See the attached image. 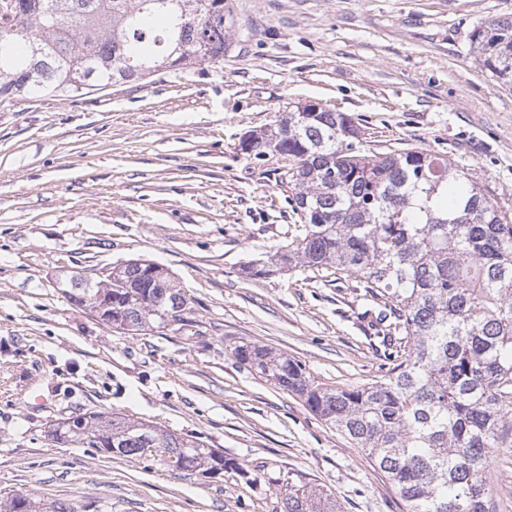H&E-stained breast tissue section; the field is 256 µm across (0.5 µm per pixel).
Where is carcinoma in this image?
I'll use <instances>...</instances> for the list:
<instances>
[{
	"instance_id": "obj_1",
	"label": "carcinoma",
	"mask_w": 512,
	"mask_h": 512,
	"mask_svg": "<svg viewBox=\"0 0 512 512\" xmlns=\"http://www.w3.org/2000/svg\"><path fill=\"white\" fill-rule=\"evenodd\" d=\"M234 26L224 0H0V96H79L108 84L145 86L159 71L224 61ZM482 67L512 87V18L472 34ZM341 112H281L242 141L246 155L288 160L282 181L305 235L269 263L334 267L381 290L393 329L409 343L382 381L363 388L309 383L301 361L255 344L235 348L260 376L298 393L308 409L362 449L407 512H496L485 471L489 449L512 436V223L448 159L424 149L369 155ZM99 295L112 328L137 334L173 321L190 331L191 307L149 260L112 267ZM142 457L216 478L236 464L195 437L99 414L52 425L57 443ZM0 512H43L27 492L0 494ZM282 512H336L316 485L290 482Z\"/></svg>"
}]
</instances>
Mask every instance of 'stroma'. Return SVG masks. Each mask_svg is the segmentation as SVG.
<instances>
[{
  "mask_svg": "<svg viewBox=\"0 0 512 512\" xmlns=\"http://www.w3.org/2000/svg\"><path fill=\"white\" fill-rule=\"evenodd\" d=\"M219 64L79 97H0V491L77 512H280L303 480L338 512H406L360 449L302 399L241 363L265 345L311 383L384 380L408 346L384 340V299L335 269L269 266L305 228L280 157L241 139L305 105L351 116L369 154L448 157L512 220V88L479 64L476 25L512 0H224ZM147 259L196 326L114 330L66 293L76 271ZM109 411L191 435L237 462L205 478L142 457L57 444L60 419ZM512 512V447L490 451Z\"/></svg>",
  "mask_w": 512,
  "mask_h": 512,
  "instance_id": "obj_1",
  "label": "stroma"
}]
</instances>
